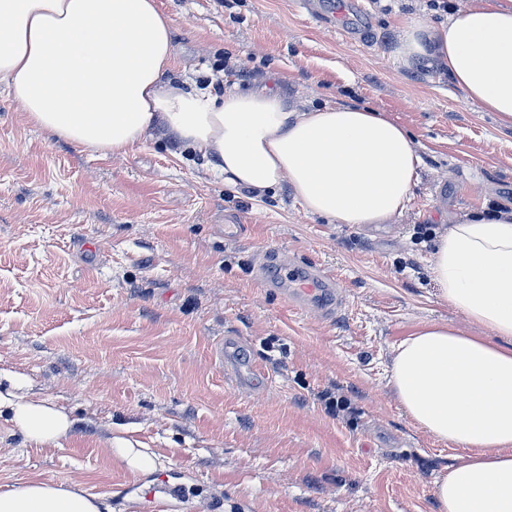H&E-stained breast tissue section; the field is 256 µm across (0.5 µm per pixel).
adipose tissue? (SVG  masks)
I'll list each match as a JSON object with an SVG mask.
<instances>
[{
	"label": "adipose tissue",
	"mask_w": 512,
	"mask_h": 512,
	"mask_svg": "<svg viewBox=\"0 0 512 512\" xmlns=\"http://www.w3.org/2000/svg\"><path fill=\"white\" fill-rule=\"evenodd\" d=\"M172 20L157 0H0V87L29 126L92 155L122 157L160 137L207 159L226 188L289 190L331 224H393L423 160L412 132L357 104L289 105L267 85L217 92L168 76ZM429 62L464 98L512 126V0H469L444 21L403 18L394 51ZM439 298L484 336L426 322L394 348L390 384L408 418L463 451L434 483L439 512H512V203L454 218L429 260ZM62 446L73 422L0 371V427ZM115 425L105 446L132 473L156 457ZM0 512H112L79 484L32 479Z\"/></svg>",
	"instance_id": "obj_1"
}]
</instances>
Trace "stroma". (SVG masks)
<instances>
[{"mask_svg":"<svg viewBox=\"0 0 512 512\" xmlns=\"http://www.w3.org/2000/svg\"><path fill=\"white\" fill-rule=\"evenodd\" d=\"M157 2L173 78L372 105L416 137L419 181L398 223L326 224L286 194L229 191L160 141L83 152L0 91V369L74 421L60 448L0 430V487L76 482L112 512H438L434 480L458 451L403 413L390 357L421 323L470 327L438 298L430 254L449 217L512 202V128L432 66L396 61L404 16L440 20L431 0ZM269 249L335 281V319L251 276ZM252 369L262 381L242 390ZM116 424L156 468L110 461ZM160 479L167 497L146 501Z\"/></svg>","mask_w":512,"mask_h":512,"instance_id":"1","label":"stroma"}]
</instances>
